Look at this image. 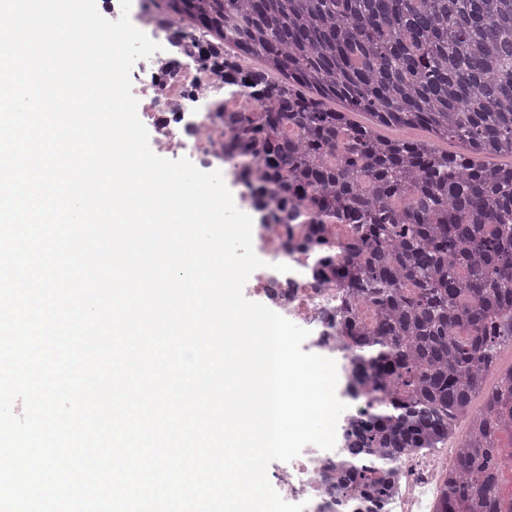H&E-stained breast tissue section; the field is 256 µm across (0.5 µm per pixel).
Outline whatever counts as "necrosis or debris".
Listing matches in <instances>:
<instances>
[{
  "instance_id": "necrosis-or-debris-1",
  "label": "necrosis or debris",
  "mask_w": 512,
  "mask_h": 512,
  "mask_svg": "<svg viewBox=\"0 0 512 512\" xmlns=\"http://www.w3.org/2000/svg\"><path fill=\"white\" fill-rule=\"evenodd\" d=\"M148 5L149 0H139L133 23L158 43L160 50L138 61L131 77L132 93L152 129L155 150L189 159L203 169L223 164L224 142L230 133L218 117L221 105L249 112L255 104L218 81L211 69L179 54L168 40L172 23L149 12ZM281 235V229L274 226L264 228L263 250L272 263L288 265L291 275L277 279L272 271H256L247 285L270 309L308 329V349L333 359L338 369H345L351 352L339 327L344 305L342 284L335 278L314 280L307 271L309 257L285 254ZM456 456L457 449L451 445L402 461L398 487L382 504L381 512H433L435 497ZM344 460L343 448L306 446L280 478L288 501L305 503L306 512H331L336 470Z\"/></svg>"
}]
</instances>
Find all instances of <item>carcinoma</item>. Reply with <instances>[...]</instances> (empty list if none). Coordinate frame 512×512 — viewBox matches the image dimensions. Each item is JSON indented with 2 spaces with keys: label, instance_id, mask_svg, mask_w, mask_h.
Segmentation results:
<instances>
[{
  "label": "carcinoma",
  "instance_id": "1",
  "mask_svg": "<svg viewBox=\"0 0 512 512\" xmlns=\"http://www.w3.org/2000/svg\"><path fill=\"white\" fill-rule=\"evenodd\" d=\"M226 112L264 224H351L346 264L317 261L380 310L350 320L351 379L371 410L345 434L351 512H376L406 458L462 449L436 512H501L512 484V0H223ZM339 101L341 109L327 101ZM424 128L385 138L353 119ZM454 140L459 150L440 148ZM508 158L509 164L485 161ZM492 387H487L489 377ZM481 406H476L477 400Z\"/></svg>",
  "mask_w": 512,
  "mask_h": 512
}]
</instances>
